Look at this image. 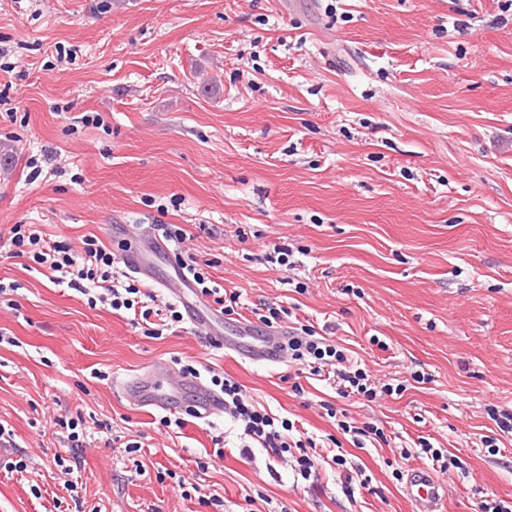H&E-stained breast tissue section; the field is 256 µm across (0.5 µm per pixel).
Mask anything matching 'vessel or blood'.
Segmentation results:
<instances>
[{"mask_svg": "<svg viewBox=\"0 0 512 512\" xmlns=\"http://www.w3.org/2000/svg\"><path fill=\"white\" fill-rule=\"evenodd\" d=\"M168 244L160 238H147L132 241L130 246L120 250L119 258L124 269L151 278L152 271L145 262L148 252L167 250ZM188 321L195 329L205 332L211 343L220 349L233 352L253 363L280 361L288 340L287 330L271 331L256 341H245L249 323H240V333L236 336H222L217 333L209 319L188 313ZM191 392L194 398L193 409L200 417L208 418L223 414L222 396L208 388L198 379H187L165 375L162 370L151 371L136 384L122 388L124 399L133 406L153 410L173 411L177 408L178 397L183 392ZM405 492L414 504L416 512H440L445 499V486L434 474L426 469H416L409 473Z\"/></svg>", "mask_w": 512, "mask_h": 512, "instance_id": "b4317fda", "label": "vessel or blood"}]
</instances>
